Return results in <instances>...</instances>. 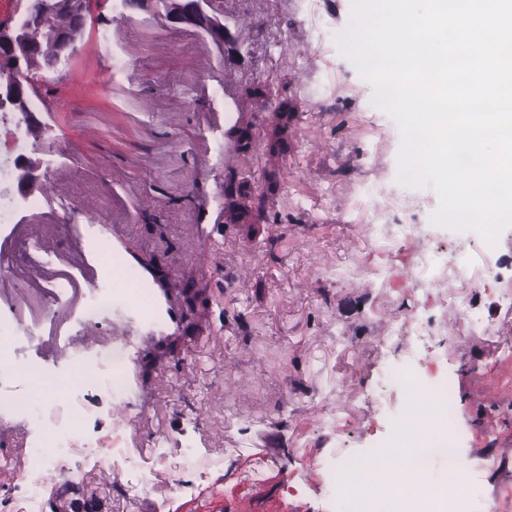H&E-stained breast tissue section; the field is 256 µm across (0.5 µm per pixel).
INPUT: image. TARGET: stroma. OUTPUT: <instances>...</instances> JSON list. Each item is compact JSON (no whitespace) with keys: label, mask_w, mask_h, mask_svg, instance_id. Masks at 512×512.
I'll return each instance as SVG.
<instances>
[{"label":"stroma","mask_w":512,"mask_h":512,"mask_svg":"<svg viewBox=\"0 0 512 512\" xmlns=\"http://www.w3.org/2000/svg\"><path fill=\"white\" fill-rule=\"evenodd\" d=\"M353 0H224L233 41L218 48L195 28L140 10L121 24H90L60 66L52 109L26 151L47 190L19 203L0 311L24 326L4 336L38 375L65 372L72 354L111 348L112 325L80 326L89 288L77 281L75 239L120 233L157 284L172 285L179 327L140 343L131 363L138 422L113 417L104 394L83 399L100 455L120 448L149 478L122 494L119 469H91L82 448L68 465L81 482L43 479L42 512H337L343 466L372 459L404 410L405 366L450 380L460 452L476 481L472 512H512V225L486 253L474 230L434 225L430 186L398 182L403 137L375 90L336 43ZM268 86L270 99L249 88ZM232 105H225V95ZM295 107L275 134L281 101ZM241 115L210 128L224 107ZM250 138L246 165L224 161L225 141ZM234 194L249 210L233 217ZM466 247L479 287L436 286L412 269L425 250ZM497 275L488 277L486 267ZM232 279H225L224 271ZM454 303L436 304L438 292ZM475 306L486 331L459 327ZM417 317L437 336H406L398 356L378 347L390 324ZM24 417L0 416V512H23L31 432L44 421L46 386ZM173 453H156L158 443ZM263 467L261 482L244 472Z\"/></svg>","instance_id":"obj_1"}]
</instances>
